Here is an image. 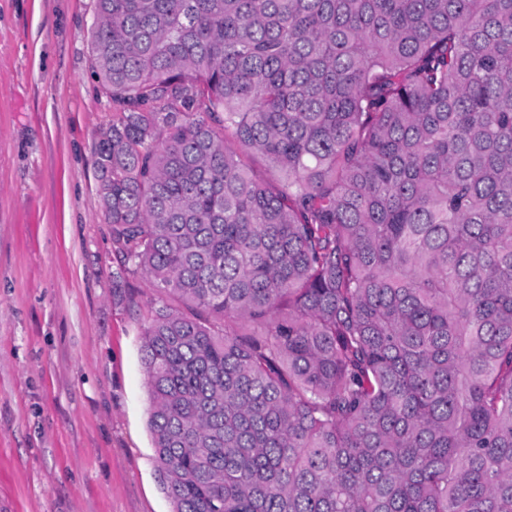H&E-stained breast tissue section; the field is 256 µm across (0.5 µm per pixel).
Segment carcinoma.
<instances>
[{
	"instance_id": "obj_1",
	"label": "carcinoma",
	"mask_w": 512,
	"mask_h": 512,
	"mask_svg": "<svg viewBox=\"0 0 512 512\" xmlns=\"http://www.w3.org/2000/svg\"><path fill=\"white\" fill-rule=\"evenodd\" d=\"M90 50L174 512H512V0H93Z\"/></svg>"
}]
</instances>
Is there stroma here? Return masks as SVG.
<instances>
[{"instance_id":"1","label":"stroma","mask_w":512,"mask_h":512,"mask_svg":"<svg viewBox=\"0 0 512 512\" xmlns=\"http://www.w3.org/2000/svg\"><path fill=\"white\" fill-rule=\"evenodd\" d=\"M92 0H0V512H173L149 430L155 292L112 286Z\"/></svg>"}]
</instances>
